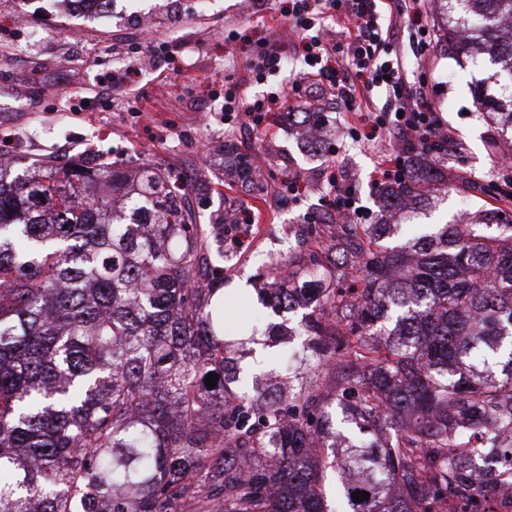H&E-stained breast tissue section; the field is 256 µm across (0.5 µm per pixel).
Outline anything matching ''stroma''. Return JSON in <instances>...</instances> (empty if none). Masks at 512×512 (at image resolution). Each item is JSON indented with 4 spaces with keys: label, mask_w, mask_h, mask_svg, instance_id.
<instances>
[{
    "label": "stroma",
    "mask_w": 512,
    "mask_h": 512,
    "mask_svg": "<svg viewBox=\"0 0 512 512\" xmlns=\"http://www.w3.org/2000/svg\"><path fill=\"white\" fill-rule=\"evenodd\" d=\"M114 2L108 14L86 16L63 7L62 0H0V148H13L23 163L50 154L64 160L79 155L173 170L191 184L196 222L206 230L231 220L243 205L252 206L259 223L239 225L236 235L225 236L223 254H211L210 263L223 268L225 284L247 282L239 318L256 313L265 325L297 322L298 314L278 313L260 302L271 262L333 243L330 225L311 222L326 204L331 171L349 174L368 223H380L378 165L400 153V144L343 138L347 110L341 104L329 106L327 133L315 148L303 143L299 126L288 124L280 111L261 134L225 126L224 79L247 75L249 41L279 17L282 0ZM24 12L35 14L33 26L15 24ZM147 44L154 55L136 54L137 46ZM420 64L430 74L428 97L462 151L444 162L447 188L406 210L402 235L476 219L499 223V203L460 182L464 175L496 178L500 160L512 153V138L474 105L471 86L489 71L439 40ZM116 69L125 78L122 88L111 100H99V78ZM77 86L89 108L67 98ZM238 157L261 162L265 180L251 183L233 172ZM290 173L300 175L304 187L277 205V180Z\"/></svg>",
    "instance_id": "stroma-1"
}]
</instances>
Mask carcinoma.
Here are the masks:
<instances>
[{"label": "carcinoma", "mask_w": 512, "mask_h": 512, "mask_svg": "<svg viewBox=\"0 0 512 512\" xmlns=\"http://www.w3.org/2000/svg\"><path fill=\"white\" fill-rule=\"evenodd\" d=\"M446 39L494 67L476 107L512 134V0H448ZM13 163L0 149V512H431L494 452L512 486V223L397 245V224H341L275 263L292 273L262 301L303 310L265 331L301 340L284 383L241 366L258 325L224 339V225L193 223L180 176ZM443 184L417 155L385 194Z\"/></svg>", "instance_id": "cac0c4a2"}]
</instances>
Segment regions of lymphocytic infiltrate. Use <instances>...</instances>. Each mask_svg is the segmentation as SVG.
<instances>
[{
  "label": "lymphocytic infiltrate",
  "instance_id": "1",
  "mask_svg": "<svg viewBox=\"0 0 512 512\" xmlns=\"http://www.w3.org/2000/svg\"><path fill=\"white\" fill-rule=\"evenodd\" d=\"M379 0H288L292 34L263 35L253 49L254 80L279 70L287 47H294L304 68L288 94L269 92L246 98L242 82L224 84V122L260 128L281 99L299 111H310L320 99L342 102L349 111L347 130L355 139L373 141L393 135L408 150L439 159L459 153L442 116L426 95L427 73L410 76L393 51V25L381 13ZM398 15L407 17L412 42L426 51L435 41L426 0H393ZM336 18L338 32H320L321 19Z\"/></svg>",
  "mask_w": 512,
  "mask_h": 512
}]
</instances>
